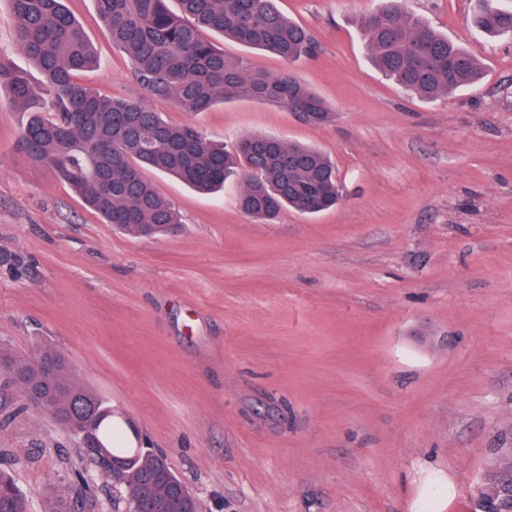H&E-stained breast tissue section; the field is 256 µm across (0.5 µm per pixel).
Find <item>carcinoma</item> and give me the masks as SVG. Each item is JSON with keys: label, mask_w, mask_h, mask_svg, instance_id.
<instances>
[{"label": "carcinoma", "mask_w": 512, "mask_h": 512, "mask_svg": "<svg viewBox=\"0 0 512 512\" xmlns=\"http://www.w3.org/2000/svg\"><path fill=\"white\" fill-rule=\"evenodd\" d=\"M8 2L15 44L43 77L32 81L0 52V88L8 89L13 105L32 112L19 146L106 223L140 236L165 234L180 223L174 205L144 177L147 169L175 176L203 193L241 170L247 178L240 208L263 222L285 207L317 213L339 202L335 167L317 148L253 133L230 152L194 126L172 123L140 100L111 98L77 81L78 74L96 66L97 57L65 0ZM167 2L94 0L112 44L127 56L136 80L151 96L186 113L244 97L310 112L313 125L331 120L330 105L291 73L249 71L203 35L205 29L214 30L288 62L311 55L310 32L286 18L277 0H178V12ZM472 22L489 35H512V4L477 0ZM365 28L378 71L421 98L449 95L483 76L475 49L455 44L410 15L404 0H385ZM0 363L19 392L29 383L45 386L41 411L72 437L89 432L110 454H131L127 431L113 420L112 406L77 379L55 347L40 345L31 357L0 354ZM159 460L148 448L128 460L122 486L127 503L136 497L168 498L170 480L177 475L170 468L155 476ZM493 476L512 485L511 449H499ZM0 512H28L25 497L3 473Z\"/></svg>", "instance_id": "obj_1"}]
</instances>
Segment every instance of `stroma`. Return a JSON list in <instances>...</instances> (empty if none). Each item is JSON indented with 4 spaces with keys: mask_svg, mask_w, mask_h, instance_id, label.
I'll return each mask as SVG.
<instances>
[{
    "mask_svg": "<svg viewBox=\"0 0 512 512\" xmlns=\"http://www.w3.org/2000/svg\"><path fill=\"white\" fill-rule=\"evenodd\" d=\"M66 5L99 60L82 82L229 150L250 132L316 146L342 199L263 224L241 177L204 195L150 170L181 222L120 232L19 148L30 114L1 89L0 254L25 267H0V346L62 351L200 512H475L512 448V37L478 35L473 0H405L484 64L475 87L424 99L372 62L382 0H279L316 42L293 65L209 33L321 95L335 118L311 126L248 98L181 112L135 80L93 0ZM1 392L0 469L43 512L86 462L0 372Z\"/></svg>",
    "mask_w": 512,
    "mask_h": 512,
    "instance_id": "35a3bbf8",
    "label": "stroma"
}]
</instances>
